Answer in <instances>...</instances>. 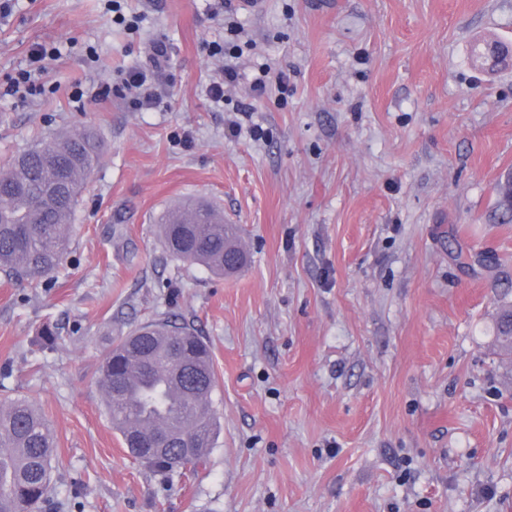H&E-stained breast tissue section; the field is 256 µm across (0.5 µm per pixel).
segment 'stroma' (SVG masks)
Here are the masks:
<instances>
[{"instance_id":"35a3bbf8","label":"stroma","mask_w":512,"mask_h":512,"mask_svg":"<svg viewBox=\"0 0 512 512\" xmlns=\"http://www.w3.org/2000/svg\"><path fill=\"white\" fill-rule=\"evenodd\" d=\"M120 4L123 25L106 0L0 18V80L33 44L62 54L42 96L0 97V165L68 131L102 143L63 267L0 272V406L28 400L56 436L43 512H512V65L471 58L512 46V0H266L228 22L220 0ZM212 42L239 69L220 103ZM135 67L155 105L98 98ZM266 71L288 83L254 99ZM188 196L237 225L238 274L165 253L158 218ZM159 316L209 342L217 377L207 463L169 475L130 457L99 382Z\"/></svg>"}]
</instances>
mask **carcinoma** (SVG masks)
I'll use <instances>...</instances> for the list:
<instances>
[{"label": "carcinoma", "instance_id": "obj_1", "mask_svg": "<svg viewBox=\"0 0 512 512\" xmlns=\"http://www.w3.org/2000/svg\"><path fill=\"white\" fill-rule=\"evenodd\" d=\"M100 160L89 131L62 134L15 155L0 167V271L41 281L71 253L68 229L75 223L87 181ZM503 219L512 218V181L498 185ZM214 205L196 201L179 222L163 214L157 225L169 255L229 275L247 262L236 225L211 223ZM112 429L135 458L165 473L175 447L163 454L143 447L154 436L178 431L199 442L184 468L194 469L213 447L217 423L216 371L210 344L170 318L153 319L111 345L100 370ZM56 440L46 418L28 401L0 409V512H37L47 500Z\"/></svg>", "mask_w": 512, "mask_h": 512}]
</instances>
